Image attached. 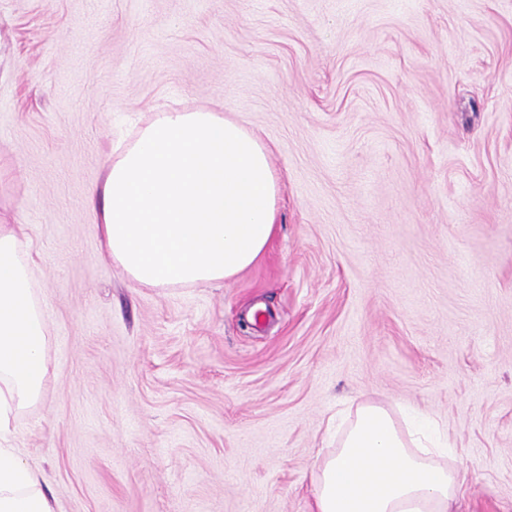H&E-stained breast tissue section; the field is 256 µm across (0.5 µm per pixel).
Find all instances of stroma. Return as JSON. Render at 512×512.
<instances>
[{
  "label": "stroma",
  "instance_id": "stroma-1",
  "mask_svg": "<svg viewBox=\"0 0 512 512\" xmlns=\"http://www.w3.org/2000/svg\"><path fill=\"white\" fill-rule=\"evenodd\" d=\"M270 148L277 232L142 287L89 192L158 112ZM0 211L30 227L48 389L11 426L54 512H311L350 402L512 512V0H0Z\"/></svg>",
  "mask_w": 512,
  "mask_h": 512
}]
</instances>
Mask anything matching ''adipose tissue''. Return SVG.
<instances>
[{
    "label": "adipose tissue",
    "instance_id": "obj_1",
    "mask_svg": "<svg viewBox=\"0 0 512 512\" xmlns=\"http://www.w3.org/2000/svg\"><path fill=\"white\" fill-rule=\"evenodd\" d=\"M281 184L270 150L223 113L161 112L110 160L90 192L103 246L140 286L221 283L251 266L276 232ZM25 224H0V512H53L42 474L3 428L39 403L50 329L36 296ZM336 451L316 462L312 512H455L460 470L427 437L366 401L341 410Z\"/></svg>",
    "mask_w": 512,
    "mask_h": 512
}]
</instances>
